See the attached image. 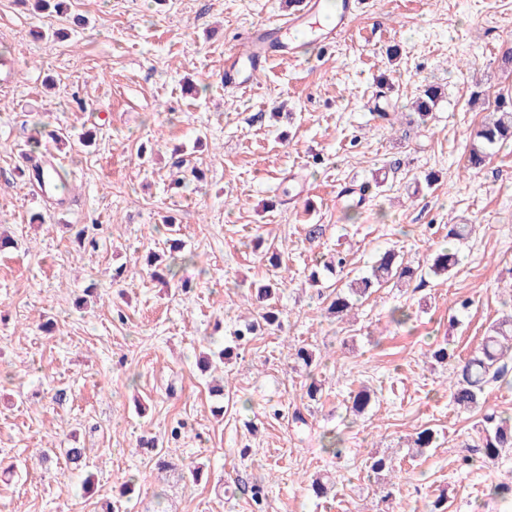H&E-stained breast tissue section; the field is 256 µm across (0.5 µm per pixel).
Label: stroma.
Returning a JSON list of instances; mask_svg holds the SVG:
<instances>
[{
	"label": "stroma",
	"mask_w": 512,
	"mask_h": 512,
	"mask_svg": "<svg viewBox=\"0 0 512 512\" xmlns=\"http://www.w3.org/2000/svg\"><path fill=\"white\" fill-rule=\"evenodd\" d=\"M289 2L70 0L87 26L47 41L32 5L0 0V56L15 63L0 85V233L17 242L0 251V460L17 466L0 512H103L130 477L122 512H512V490L495 491L512 487V450L474 451L484 414H512V359L469 412L450 400L452 362L431 356L469 357L512 312V143L466 169L475 131L512 101V0H365L340 40L293 44L252 90L227 86L226 53ZM427 84L443 96L422 123ZM30 157L68 171L67 207L20 176ZM351 181L365 205L337 203ZM169 219L193 262L163 245ZM87 224L92 247L75 240ZM452 224L475 230L451 240ZM270 245L283 269L262 259ZM445 248L459 263L437 277ZM389 249L417 276L328 314L310 274L343 291ZM122 264L134 276L113 284ZM169 266L168 283L151 278ZM273 282L281 329L237 340ZM223 348L216 374L201 372L198 355ZM309 376L319 400L301 396ZM362 388L372 402L356 414ZM426 428L435 445L415 454ZM143 436L157 453L136 450ZM160 453L203 465L200 481L159 471ZM374 455L391 461L387 501ZM319 475L334 483L320 498Z\"/></svg>",
	"instance_id": "obj_1"
}]
</instances>
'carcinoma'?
I'll return each mask as SVG.
<instances>
[{
    "mask_svg": "<svg viewBox=\"0 0 512 512\" xmlns=\"http://www.w3.org/2000/svg\"><path fill=\"white\" fill-rule=\"evenodd\" d=\"M35 9L46 15L48 19L62 16L67 11V0H33ZM440 97L439 87L425 86L417 99L416 110L420 119L430 114L434 103ZM512 140V104L504 101L499 103L494 119L476 131L473 137L467 169L481 168L489 158V150L497 143ZM457 264L456 255L444 251L437 254L431 265L436 276L448 275ZM413 268L402 265L398 255L386 251L372 267L370 274L360 278L350 286L348 293L337 292L332 298L328 310L341 317L351 308V297L366 298L372 290L381 287L394 278H411ZM278 284H267L257 290V300L261 303L259 319L244 323L235 331V336L244 340L256 334L258 328L266 326L270 329L281 327V311L276 306ZM512 356V320L504 319L492 325L482 341L462 363L453 367V379L449 392L455 405L464 409L480 407L485 385L503 377L505 372L504 359ZM485 437L483 448L489 458H495L505 449L512 448V417L485 415Z\"/></svg>",
    "mask_w": 512,
    "mask_h": 512,
    "instance_id": "1",
    "label": "carcinoma"
}]
</instances>
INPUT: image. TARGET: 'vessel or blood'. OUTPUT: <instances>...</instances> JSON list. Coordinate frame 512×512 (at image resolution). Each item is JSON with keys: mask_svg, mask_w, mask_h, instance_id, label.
<instances>
[{"mask_svg": "<svg viewBox=\"0 0 512 512\" xmlns=\"http://www.w3.org/2000/svg\"><path fill=\"white\" fill-rule=\"evenodd\" d=\"M363 0H304L301 12L280 18L277 24L255 30L248 39L245 54L229 52L224 58L226 85L250 88L255 77L284 47L283 36L297 30L317 31L323 43L335 41L351 30L361 12Z\"/></svg>", "mask_w": 512, "mask_h": 512, "instance_id": "obj_1", "label": "vessel or blood"}]
</instances>
